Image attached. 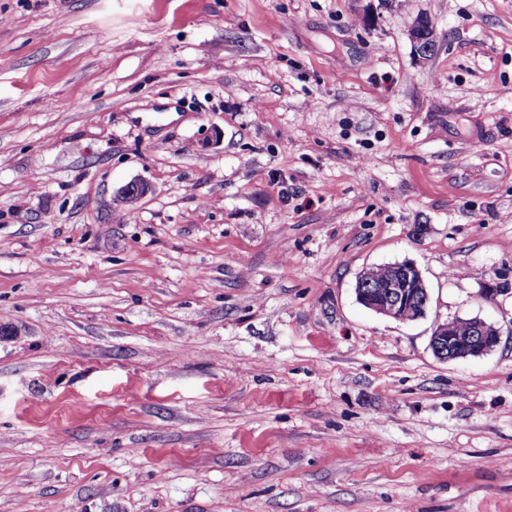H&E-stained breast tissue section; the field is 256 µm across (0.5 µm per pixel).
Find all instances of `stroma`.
Segmentation results:
<instances>
[{
	"instance_id": "1",
	"label": "stroma",
	"mask_w": 512,
	"mask_h": 512,
	"mask_svg": "<svg viewBox=\"0 0 512 512\" xmlns=\"http://www.w3.org/2000/svg\"><path fill=\"white\" fill-rule=\"evenodd\" d=\"M0 512H512V0H0ZM364 272L356 285L357 299L363 306L399 321H415L427 316L430 294L416 264L397 263L393 275L391 266L371 268L368 280H363ZM388 277L384 282H377ZM459 319L437 323L431 336V348L441 360L477 357L492 351L500 343V330L483 320H462L461 327L471 331L462 335L456 331Z\"/></svg>"
}]
</instances>
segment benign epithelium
<instances>
[{"instance_id":"obj_1","label":"benign epithelium","mask_w":512,"mask_h":512,"mask_svg":"<svg viewBox=\"0 0 512 512\" xmlns=\"http://www.w3.org/2000/svg\"><path fill=\"white\" fill-rule=\"evenodd\" d=\"M358 301L366 308L399 321H415L427 316L430 294L421 270L412 262L395 266L393 275L384 282L360 279L356 285ZM458 320L435 325L431 348L441 360L477 357L492 351L500 343V330L483 320L470 321L471 331H456Z\"/></svg>"}]
</instances>
